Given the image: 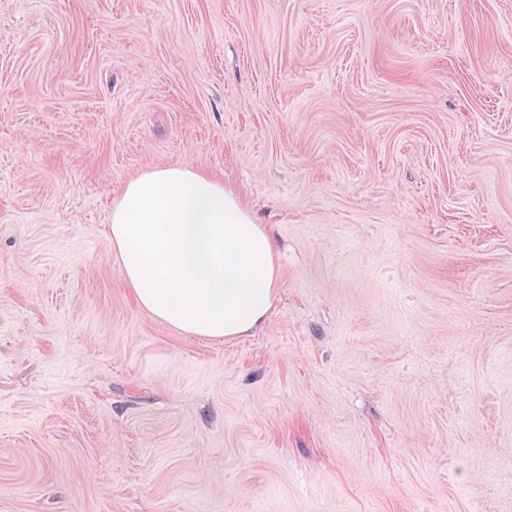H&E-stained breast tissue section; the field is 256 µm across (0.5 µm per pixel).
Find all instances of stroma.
Wrapping results in <instances>:
<instances>
[{
  "mask_svg": "<svg viewBox=\"0 0 512 512\" xmlns=\"http://www.w3.org/2000/svg\"><path fill=\"white\" fill-rule=\"evenodd\" d=\"M176 163L281 248L252 335L122 279ZM0 512H512V0H0Z\"/></svg>",
  "mask_w": 512,
  "mask_h": 512,
  "instance_id": "stroma-1",
  "label": "stroma"
}]
</instances>
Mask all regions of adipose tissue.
Masks as SVG:
<instances>
[{"mask_svg":"<svg viewBox=\"0 0 512 512\" xmlns=\"http://www.w3.org/2000/svg\"><path fill=\"white\" fill-rule=\"evenodd\" d=\"M107 236L135 303L192 336H248L279 284L268 226L223 180L174 164L127 179Z\"/></svg>","mask_w":512,"mask_h":512,"instance_id":"obj_1","label":"adipose tissue"}]
</instances>
